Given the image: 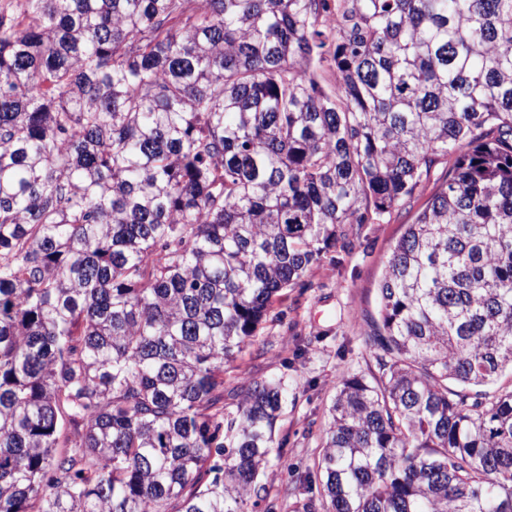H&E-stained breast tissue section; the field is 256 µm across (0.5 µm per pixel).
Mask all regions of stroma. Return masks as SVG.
<instances>
[{
	"mask_svg": "<svg viewBox=\"0 0 512 512\" xmlns=\"http://www.w3.org/2000/svg\"><path fill=\"white\" fill-rule=\"evenodd\" d=\"M452 159L436 165L410 205L363 225L359 234L338 240L302 288H291L274 309L279 317L248 341L224 367V410L236 412L241 389L252 380L284 378L293 390L275 426L281 462L263 479L265 490L246 512H303L318 490L299 479L317 471L319 437L340 382L375 367L364 343L366 322L378 311V288L391 250L433 190L446 178Z\"/></svg>",
	"mask_w": 512,
	"mask_h": 512,
	"instance_id": "1",
	"label": "stroma"
}]
</instances>
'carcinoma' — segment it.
I'll return each instance as SVG.
<instances>
[{"label":"carcinoma","mask_w":512,"mask_h":512,"mask_svg":"<svg viewBox=\"0 0 512 512\" xmlns=\"http://www.w3.org/2000/svg\"><path fill=\"white\" fill-rule=\"evenodd\" d=\"M448 156L315 510L512 512V0H0V512H245L224 365Z\"/></svg>","instance_id":"obj_1"}]
</instances>
